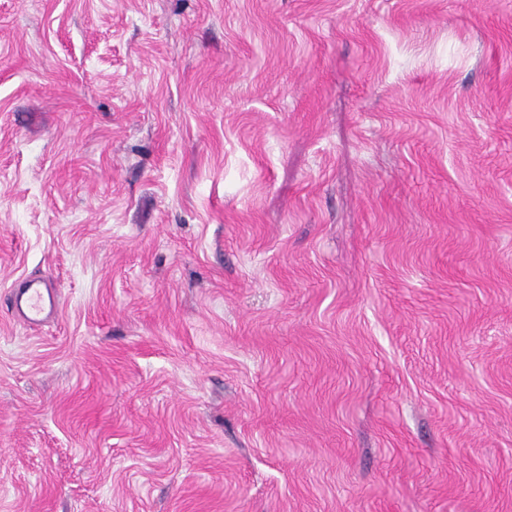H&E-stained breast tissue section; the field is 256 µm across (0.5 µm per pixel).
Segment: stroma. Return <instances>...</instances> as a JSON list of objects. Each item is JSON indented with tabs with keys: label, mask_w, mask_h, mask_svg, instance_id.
I'll return each instance as SVG.
<instances>
[{
	"label": "stroma",
	"mask_w": 512,
	"mask_h": 512,
	"mask_svg": "<svg viewBox=\"0 0 512 512\" xmlns=\"http://www.w3.org/2000/svg\"><path fill=\"white\" fill-rule=\"evenodd\" d=\"M0 512H512V0H0ZM54 289L41 279L28 280L24 288L13 290L12 306L15 315L28 324H39L54 313Z\"/></svg>",
	"instance_id": "obj_1"
}]
</instances>
